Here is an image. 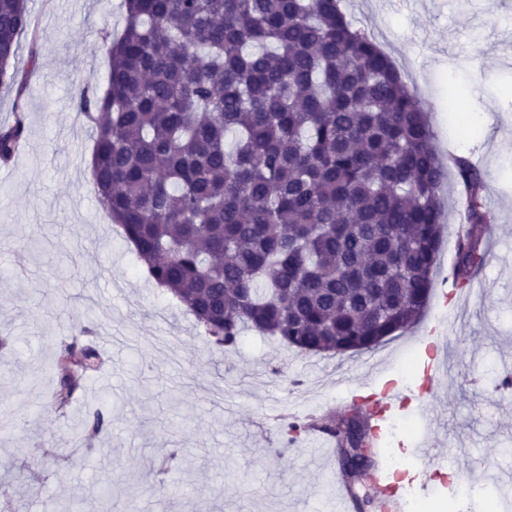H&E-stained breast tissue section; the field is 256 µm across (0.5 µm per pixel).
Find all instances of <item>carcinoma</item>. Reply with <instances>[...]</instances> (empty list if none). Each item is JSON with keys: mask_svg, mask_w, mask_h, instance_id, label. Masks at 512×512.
Returning <instances> with one entry per match:
<instances>
[{"mask_svg": "<svg viewBox=\"0 0 512 512\" xmlns=\"http://www.w3.org/2000/svg\"><path fill=\"white\" fill-rule=\"evenodd\" d=\"M122 7L120 35L102 38L106 86L78 97L97 199L216 345L254 330L344 355L409 329L428 306L450 169L465 228L452 274L467 287L485 257V173L440 158L427 111L340 0ZM24 35L32 71L26 0H0V83L15 91L3 162L29 135L28 74L7 73ZM73 360L84 376L99 354L62 346L57 364Z\"/></svg>", "mask_w": 512, "mask_h": 512, "instance_id": "cac0c4a2", "label": "carcinoma"}]
</instances>
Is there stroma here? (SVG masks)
<instances>
[{"label":"stroma","instance_id":"35a3bbf8","mask_svg":"<svg viewBox=\"0 0 512 512\" xmlns=\"http://www.w3.org/2000/svg\"><path fill=\"white\" fill-rule=\"evenodd\" d=\"M355 27L387 45L429 112L440 153L485 161L491 222L478 290L458 294L448 338L452 376L439 392L388 414L386 442L404 471L428 410L439 414L446 461L426 464L428 500L485 512L511 498L512 472V0H341ZM41 64L28 84L29 136L0 164V512H44L92 493L114 512H336L326 478L335 449L288 441L286 420L391 379L418 390L420 338L445 302L455 244L444 239L428 308L373 350L298 355L258 333L219 349L192 315L149 279L99 206L92 131L81 88L105 86L104 30L120 32L121 0H28ZM465 110L448 128V94ZM82 336L101 353L65 412L48 409L60 341ZM112 425L90 437L87 418ZM177 460H170V451Z\"/></svg>","mask_w":512,"mask_h":512}]
</instances>
